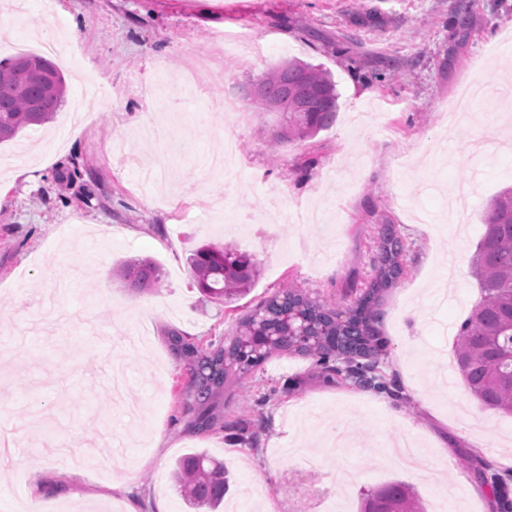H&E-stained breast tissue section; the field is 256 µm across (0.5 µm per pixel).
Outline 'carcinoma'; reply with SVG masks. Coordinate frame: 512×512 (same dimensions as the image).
Returning a JSON list of instances; mask_svg holds the SVG:
<instances>
[{
	"label": "carcinoma",
	"mask_w": 512,
	"mask_h": 512,
	"mask_svg": "<svg viewBox=\"0 0 512 512\" xmlns=\"http://www.w3.org/2000/svg\"><path fill=\"white\" fill-rule=\"evenodd\" d=\"M0 71V143L31 125L51 119L62 106L66 84L50 60L17 55ZM263 92L250 101L266 112L278 103L288 114V136L277 144L305 138L336 119L339 94L332 76L319 66L296 60L280 64L262 79ZM380 265L369 288L344 310L308 298L300 288H282L240 322L229 345L195 342L176 330L167 332L170 350L185 362L186 390L194 410L196 433L224 425V390L241 381L274 354L297 351L320 364L336 361L330 371L343 379L388 390L376 374L387 343L379 329L378 306L383 293L403 275L406 246L394 224L378 225ZM197 288L208 298L229 304L246 292L257 273L250 255L233 245L208 243L189 258ZM472 274L481 299L457 328L453 343L456 367L467 389L486 408L512 416V188L491 200L485 230L472 257ZM125 287L152 288L160 280L150 261L120 267ZM174 478L188 508L217 509L230 486L224 463L204 452L177 459ZM483 479L495 496L498 512H512L507 481L493 472ZM382 498H362L360 512H424L409 484L392 481L381 487Z\"/></svg>",
	"instance_id": "obj_1"
}]
</instances>
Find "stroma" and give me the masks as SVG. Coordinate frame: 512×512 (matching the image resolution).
<instances>
[{"label": "stroma", "instance_id": "1", "mask_svg": "<svg viewBox=\"0 0 512 512\" xmlns=\"http://www.w3.org/2000/svg\"><path fill=\"white\" fill-rule=\"evenodd\" d=\"M0 12L24 42L52 25L68 57L67 100L95 90L103 111L57 112L0 144V505L36 512L39 473L53 512H186L172 468L204 451L228 466L234 512H322L351 477L345 512L399 480L425 512H495L476 464L512 476V417L486 409L453 361L457 326L480 299L470 260L492 198L512 187V150L473 152L449 128L458 87L480 83L481 121L507 128L512 0H26ZM467 16L466 27L457 17ZM252 50L224 53L230 39ZM299 60L330 72L335 121L270 144L276 112L254 81ZM198 68L202 87L180 73ZM36 167L35 180L21 172ZM397 225L405 273L385 292L387 392L328 378L315 357L281 353L224 395L229 425L193 433L187 373L167 330L230 339L273 292L343 303L368 288L378 227ZM233 242L258 263L228 305L194 285L187 257ZM152 259L157 287L118 269ZM248 421L240 439L236 420Z\"/></svg>", "mask_w": 512, "mask_h": 512}]
</instances>
